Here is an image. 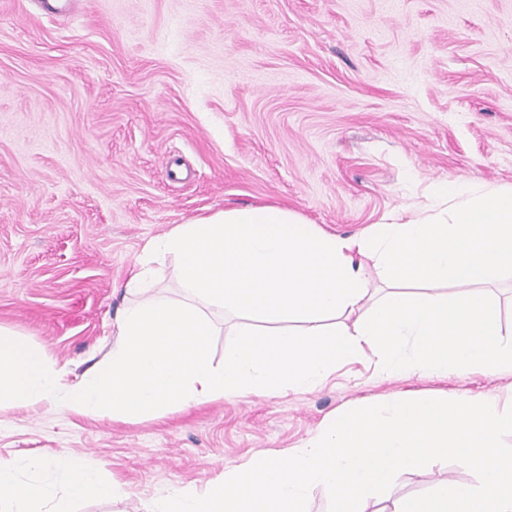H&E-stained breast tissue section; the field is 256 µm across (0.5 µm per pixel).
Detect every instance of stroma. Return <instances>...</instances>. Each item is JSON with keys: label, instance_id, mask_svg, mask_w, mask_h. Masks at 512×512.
I'll list each match as a JSON object with an SVG mask.
<instances>
[{"label": "stroma", "instance_id": "obj_1", "mask_svg": "<svg viewBox=\"0 0 512 512\" xmlns=\"http://www.w3.org/2000/svg\"><path fill=\"white\" fill-rule=\"evenodd\" d=\"M0 0V325L69 380L112 349L123 285L150 238L216 211L278 205L353 235L436 179L512 185V0ZM512 395V371L380 377L121 422L0 409V463L93 459L124 486L71 512L156 496L294 450L327 418L405 393ZM396 476L362 512L442 482Z\"/></svg>", "mask_w": 512, "mask_h": 512}]
</instances>
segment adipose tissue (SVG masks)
I'll return each instance as SVG.
<instances>
[{"instance_id":"1","label":"adipose tissue","mask_w":512,"mask_h":512,"mask_svg":"<svg viewBox=\"0 0 512 512\" xmlns=\"http://www.w3.org/2000/svg\"><path fill=\"white\" fill-rule=\"evenodd\" d=\"M427 198L348 237L275 205L175 225L144 245L125 283L131 302L115 320L118 341L89 378L68 380L41 348L0 327V407L50 402L130 421L251 395L303 394L360 358L381 376L512 370V341H504L486 295L512 277V186L437 180ZM168 259L176 264L175 298L153 293L156 266ZM363 260L377 269L381 294L372 293ZM448 283L455 298L429 295ZM209 306L281 327L239 330L216 367ZM336 316L351 327L328 330ZM290 320L300 330L287 328ZM56 480L66 501L51 485L18 481L0 467V512H68L67 502L123 492L80 458L65 459Z\"/></svg>"}]
</instances>
